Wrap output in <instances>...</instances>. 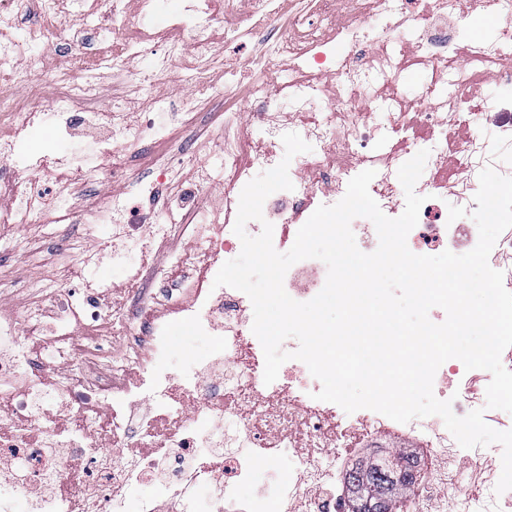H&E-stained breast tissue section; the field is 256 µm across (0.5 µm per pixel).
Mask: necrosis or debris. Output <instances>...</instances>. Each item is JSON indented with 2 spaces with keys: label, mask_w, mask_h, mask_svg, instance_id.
Instances as JSON below:
<instances>
[{
  "label": "necrosis or debris",
  "mask_w": 512,
  "mask_h": 512,
  "mask_svg": "<svg viewBox=\"0 0 512 512\" xmlns=\"http://www.w3.org/2000/svg\"><path fill=\"white\" fill-rule=\"evenodd\" d=\"M280 2L182 0L180 11L159 25L156 0H84L87 16L99 22L89 29L71 22L67 0H0L1 13L31 21L23 39L0 31V67L23 79L21 65L33 48L59 57L49 82L31 85L23 103L1 95L0 114L59 135L79 122L100 131L93 154L77 149L64 162L32 156L24 170H0V199L9 202L0 208V223L78 222L91 237L97 225L107 224L131 251L145 253L175 238L192 249L191 256L173 252L151 268L161 288L132 279L131 301L104 302L93 288L49 283L23 317L0 313V512H12L19 491L30 497L33 512H127L130 487L143 481L155 483L158 493L141 503L140 512H197L192 489L199 481L214 486L217 502L232 504L252 461L289 451L298 457L295 476L278 482L274 501L258 496L250 512L271 506L276 512H352L348 464L365 439L389 431L421 436L432 460L397 512H447V498L431 489L447 481L456 463L470 469L488 464L500 472V447L461 453L440 417L401 424L314 400L321 383L302 361H286L277 379L265 384L263 350L247 324L248 300L213 281L224 253L240 245L233 227L243 187L255 172L276 165L272 153L255 149L254 137L278 139L290 131L312 150L290 175L293 190L264 212L278 230L275 249L294 242L308 212L335 204L363 169L375 170L369 192L385 215L397 217V172L422 148L430 152V174L415 187L426 201L407 237L409 250L473 249L476 225L447 221L448 186L458 185L469 207L485 166L512 177V37H475L466 21L482 3L512 20V0H313L309 11H294L284 25ZM132 12L141 19L133 28L126 24ZM247 40L261 45L250 60L253 70L284 68L291 78L250 83L249 136H229L240 113L225 109L226 132L215 144L224 160L223 206L211 200L210 168L199 167L188 187L172 169L148 179L111 166L115 152L138 156L169 141L172 129L155 123L152 114L168 107L157 89L177 60L187 61L182 78L190 90L180 96L179 112L189 127L198 113L225 99L212 61H232ZM147 52L153 56L149 68L132 72L130 59ZM413 67L426 76L429 97L420 104L400 93ZM489 78L509 87V95L482 97ZM130 83L145 102L135 122L120 96L105 93ZM320 97L328 110L317 117L311 104ZM286 103L294 114L287 124L281 116ZM75 104L80 112H72ZM485 123L497 128V145L481 138L478 128ZM92 170L104 181H120L121 193L94 195L85 205L69 191L50 193L53 181L88 185ZM326 277L323 262L302 260L288 270L284 288L306 302ZM48 302L54 308L49 323L43 316ZM161 307L167 317H158ZM176 320L193 334L213 337L216 347L208 361H191L177 375L166 365ZM116 337L136 350L134 363L114 359ZM133 364L144 372L134 387L126 379ZM437 374L453 387L456 415L481 408L492 428L512 427L484 408L488 371H469L450 359Z\"/></svg>",
  "instance_id": "obj_1"
}]
</instances>
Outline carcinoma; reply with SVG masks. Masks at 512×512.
I'll list each match as a JSON object with an SVG mask.
<instances>
[{
  "instance_id": "obj_1",
  "label": "carcinoma",
  "mask_w": 512,
  "mask_h": 512,
  "mask_svg": "<svg viewBox=\"0 0 512 512\" xmlns=\"http://www.w3.org/2000/svg\"><path fill=\"white\" fill-rule=\"evenodd\" d=\"M350 479L356 488L352 512H393L397 483L409 488L415 482L414 461L407 455L388 454L355 468Z\"/></svg>"
}]
</instances>
